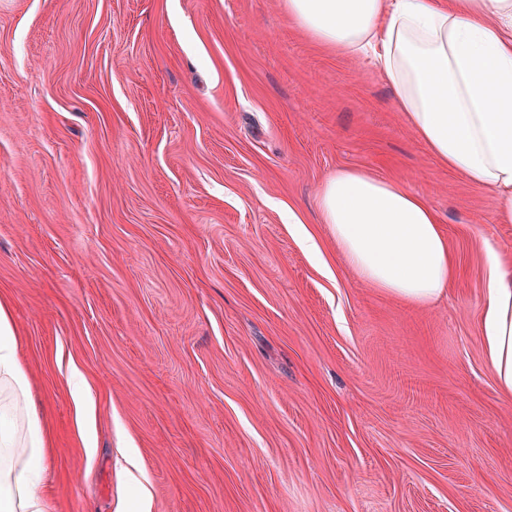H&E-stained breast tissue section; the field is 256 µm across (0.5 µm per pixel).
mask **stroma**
I'll list each match as a JSON object with an SVG mask.
<instances>
[{
    "label": "stroma",
    "mask_w": 512,
    "mask_h": 512,
    "mask_svg": "<svg viewBox=\"0 0 512 512\" xmlns=\"http://www.w3.org/2000/svg\"><path fill=\"white\" fill-rule=\"evenodd\" d=\"M344 167L431 206L445 298L337 255L316 201ZM497 208L281 0H0V298L58 512H512L480 332Z\"/></svg>",
    "instance_id": "35a3bbf8"
}]
</instances>
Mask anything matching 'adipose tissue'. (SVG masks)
<instances>
[{"label":"adipose tissue","mask_w":512,"mask_h":512,"mask_svg":"<svg viewBox=\"0 0 512 512\" xmlns=\"http://www.w3.org/2000/svg\"><path fill=\"white\" fill-rule=\"evenodd\" d=\"M298 29L328 50L372 58L412 134L444 167L499 199L512 223V0H282ZM336 252L363 283L426 306L457 268L433 209L403 185L336 170L317 199ZM489 368L512 397V272L497 252L480 320ZM11 306L0 300V512H57L48 440L29 404Z\"/></svg>","instance_id":"ef3b65f1"}]
</instances>
